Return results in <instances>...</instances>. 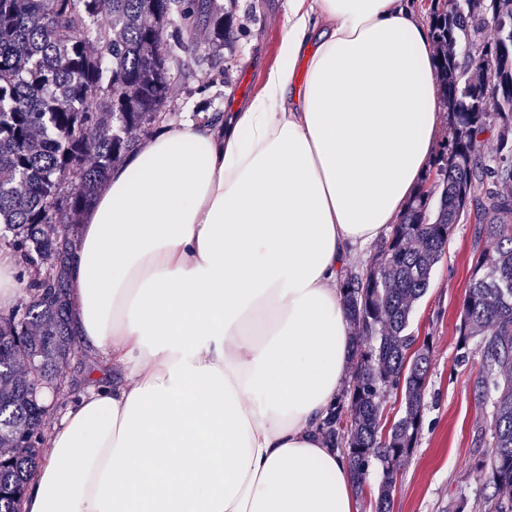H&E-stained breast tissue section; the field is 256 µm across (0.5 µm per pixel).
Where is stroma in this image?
<instances>
[{"label": "stroma", "mask_w": 512, "mask_h": 512, "mask_svg": "<svg viewBox=\"0 0 512 512\" xmlns=\"http://www.w3.org/2000/svg\"><path fill=\"white\" fill-rule=\"evenodd\" d=\"M230 16L237 38L221 51L209 53L211 34L205 26L193 32L195 48L179 53L173 71L184 73L186 86L170 98V124L185 117H224L262 91L268 72L280 62L285 27V0H218ZM204 94H196L198 85ZM481 245L474 225L455 226L430 286L415 307L411 329L432 343L424 423L407 464L401 470L392 512H448L451 501L465 496L472 512H491L492 493L482 469L492 447L483 437L487 414L473 392L480 365L454 363L459 312Z\"/></svg>", "instance_id": "obj_1"}]
</instances>
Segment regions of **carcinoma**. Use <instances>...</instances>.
<instances>
[{
    "label": "carcinoma",
    "instance_id": "obj_1",
    "mask_svg": "<svg viewBox=\"0 0 512 512\" xmlns=\"http://www.w3.org/2000/svg\"><path fill=\"white\" fill-rule=\"evenodd\" d=\"M430 16L436 71L453 135L435 183L409 204L369 270L345 276L354 347L352 385L323 430L348 459L358 488L374 473L375 512H390L402 462L423 426L432 346L411 322L453 227L468 216L493 244L475 259L460 312L455 365L479 357L473 381L491 406L485 429L497 512H512V0H438ZM107 28H92L100 16ZM492 16L497 38L481 40ZM201 23L217 56L235 42L213 0H0V248L19 258L28 300L0 311V512H19L41 459V395L77 351L70 330L69 259L79 216L133 133L164 123L175 90L170 59L192 48ZM498 128L492 155L480 136ZM486 186L471 198L474 183ZM401 393L383 423L381 399Z\"/></svg>",
    "mask_w": 512,
    "mask_h": 512
}]
</instances>
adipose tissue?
<instances>
[{
	"instance_id": "adipose-tissue-1",
	"label": "adipose tissue",
	"mask_w": 512,
	"mask_h": 512,
	"mask_svg": "<svg viewBox=\"0 0 512 512\" xmlns=\"http://www.w3.org/2000/svg\"><path fill=\"white\" fill-rule=\"evenodd\" d=\"M280 56L86 210L71 332L112 375L48 430L22 512H357L320 431L352 355L341 284L418 192L440 88L402 0H288Z\"/></svg>"
}]
</instances>
